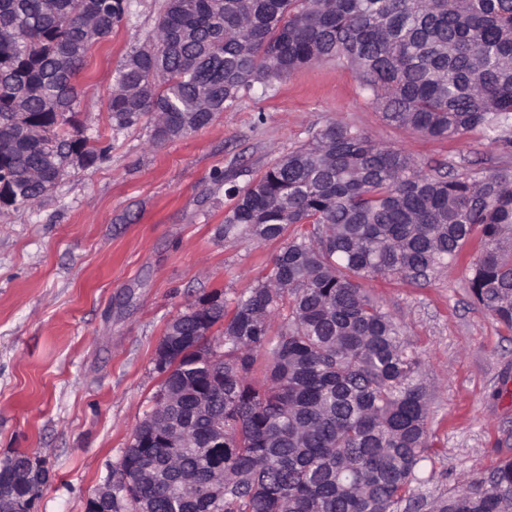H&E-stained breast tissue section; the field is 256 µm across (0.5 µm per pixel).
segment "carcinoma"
Returning <instances> with one entry per match:
<instances>
[{
    "mask_svg": "<svg viewBox=\"0 0 512 512\" xmlns=\"http://www.w3.org/2000/svg\"><path fill=\"white\" fill-rule=\"evenodd\" d=\"M125 16L124 0H0V207L32 205L61 167L107 156L70 133L73 79ZM326 60L353 67L394 125L446 140L479 130L512 151V0H165L116 72L111 126L145 120L154 142L176 139L254 84ZM229 192L224 232L270 241L295 229L233 309L213 296L167 327L181 345L159 388L186 390L181 438L205 440L222 412L224 447L162 443L151 413L116 471L113 512L123 499L136 512H512L511 458L445 496L415 494L429 449L421 361L363 286L377 275L425 285L464 260L474 300L512 330V170H426L330 122ZM215 324L214 350L199 330ZM171 459L192 488L166 480Z\"/></svg>",
    "mask_w": 512,
    "mask_h": 512,
    "instance_id": "1",
    "label": "carcinoma"
}]
</instances>
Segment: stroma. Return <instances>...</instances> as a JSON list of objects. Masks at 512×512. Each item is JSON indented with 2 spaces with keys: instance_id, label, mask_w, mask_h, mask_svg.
Here are the masks:
<instances>
[{
  "instance_id": "stroma-1",
  "label": "stroma",
  "mask_w": 512,
  "mask_h": 512,
  "mask_svg": "<svg viewBox=\"0 0 512 512\" xmlns=\"http://www.w3.org/2000/svg\"><path fill=\"white\" fill-rule=\"evenodd\" d=\"M162 2L127 0L122 24L75 79L82 130L110 145L108 158L68 169L35 206L0 208V460L22 451L45 461L33 512H86L154 407L168 325L214 294L234 305L283 248L225 234L229 185L248 186L330 122L425 168L512 167L480 133L436 140L388 124L336 61L254 86L180 138L153 142L143 123L113 131L116 69L152 35ZM468 277L458 263L423 286L365 282L422 361L430 448L417 487L434 496L512 457V331L474 301Z\"/></svg>"
}]
</instances>
